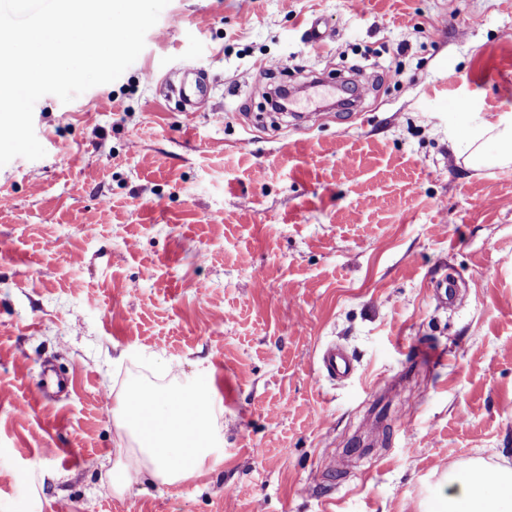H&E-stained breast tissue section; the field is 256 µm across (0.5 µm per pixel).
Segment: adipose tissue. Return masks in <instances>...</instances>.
<instances>
[{"label": "adipose tissue", "mask_w": 512, "mask_h": 512, "mask_svg": "<svg viewBox=\"0 0 512 512\" xmlns=\"http://www.w3.org/2000/svg\"><path fill=\"white\" fill-rule=\"evenodd\" d=\"M498 145L484 150L485 141ZM470 166L512 164V121L472 131L466 147ZM118 426L134 442L130 454L117 456L109 472V488L122 495L134 477L148 474L173 485L192 479L210 453L213 433L211 402L206 392L169 391L133 382L117 395L112 409ZM450 492L445 512H512V468L489 466L473 459L448 465Z\"/></svg>", "instance_id": "adipose-tissue-1"}]
</instances>
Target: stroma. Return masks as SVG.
<instances>
[{
  "label": "stroma",
  "mask_w": 512,
  "mask_h": 512,
  "mask_svg": "<svg viewBox=\"0 0 512 512\" xmlns=\"http://www.w3.org/2000/svg\"><path fill=\"white\" fill-rule=\"evenodd\" d=\"M510 119L512 0H170L40 98L45 156L0 167V512H438L450 462L512 466V165L462 155ZM133 380L210 392L214 443L118 497ZM321 364L329 378L344 381L354 370L352 358L336 346L327 347L321 354Z\"/></svg>",
  "instance_id": "1"
}]
</instances>
